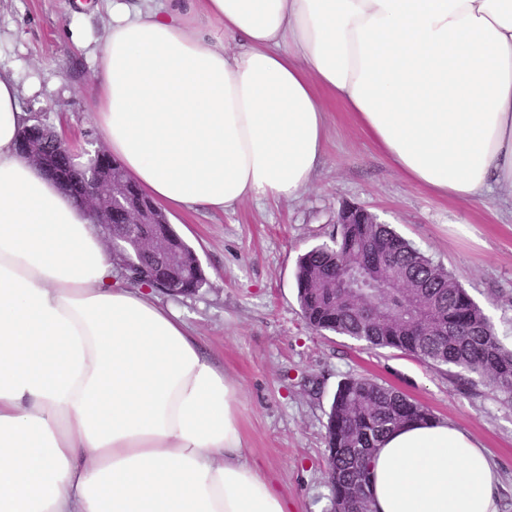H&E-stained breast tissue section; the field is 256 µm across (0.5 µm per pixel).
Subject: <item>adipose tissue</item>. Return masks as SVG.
<instances>
[{"label": "adipose tissue", "mask_w": 512, "mask_h": 512, "mask_svg": "<svg viewBox=\"0 0 512 512\" xmlns=\"http://www.w3.org/2000/svg\"><path fill=\"white\" fill-rule=\"evenodd\" d=\"M96 125L159 208L296 200L341 103L404 179L512 206V0H112ZM0 69V512H288L250 457L238 386L87 210L17 149ZM375 512H497L451 422L390 433Z\"/></svg>", "instance_id": "obj_1"}]
</instances>
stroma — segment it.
Segmentation results:
<instances>
[{"instance_id":"35a3bbf8","label":"stroma","mask_w":512,"mask_h":512,"mask_svg":"<svg viewBox=\"0 0 512 512\" xmlns=\"http://www.w3.org/2000/svg\"><path fill=\"white\" fill-rule=\"evenodd\" d=\"M110 0H0V68L16 73L24 109L74 148L96 134L89 86L112 23ZM325 161L295 201L228 212H173L205 275L171 304L240 388L238 421L250 455L287 496L291 512H328L325 425L349 376L394 387L486 448L500 480L499 512H512V402L468 390L445 368L390 348H364L305 323L297 298L301 254L329 241L336 214L360 205L441 263L512 345V213L497 198L466 209L403 179L338 103Z\"/></svg>"}]
</instances>
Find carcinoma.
Returning <instances> with one entry per match:
<instances>
[{"label": "carcinoma", "instance_id": "obj_1", "mask_svg": "<svg viewBox=\"0 0 512 512\" xmlns=\"http://www.w3.org/2000/svg\"><path fill=\"white\" fill-rule=\"evenodd\" d=\"M339 224L328 243L297 260V296L307 325L347 336L367 348H393L433 366H446L462 384L512 400V348L491 319L439 263L389 224L365 216ZM112 250L160 276L164 259L140 249L141 226L115 224ZM205 283L188 262L179 289L189 295ZM434 415L424 405L375 380L349 376L338 384L326 424L330 512H372L367 478L372 456L392 430Z\"/></svg>", "mask_w": 512, "mask_h": 512}]
</instances>
